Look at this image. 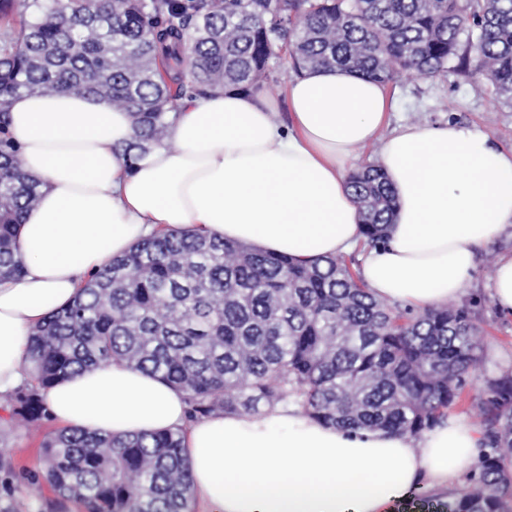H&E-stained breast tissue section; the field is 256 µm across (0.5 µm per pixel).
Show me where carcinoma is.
Listing matches in <instances>:
<instances>
[{"label":"carcinoma","instance_id":"carcinoma-1","mask_svg":"<svg viewBox=\"0 0 512 512\" xmlns=\"http://www.w3.org/2000/svg\"><path fill=\"white\" fill-rule=\"evenodd\" d=\"M388 83L416 72L483 77L512 106V0H0V278H18L17 226L41 196L9 135L10 99L87 92L130 112L137 160L170 145L179 101L257 92L271 61ZM363 243L382 242L395 192L348 175ZM481 328L469 308L415 311L373 296L342 257L296 263L215 237L164 233L94 274L31 337L30 378L0 395L15 430L51 421L43 391L120 361L186 394L188 419L295 404L351 432L417 436L469 384ZM484 450L448 512H512V372L476 404ZM41 469L0 454V512H191L181 430L115 438L55 429ZM49 485L53 497L43 494ZM23 492V497L16 496Z\"/></svg>","mask_w":512,"mask_h":512}]
</instances>
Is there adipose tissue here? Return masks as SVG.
I'll list each match as a JSON object with an SVG mask.
<instances>
[{
    "label": "adipose tissue",
    "mask_w": 512,
    "mask_h": 512,
    "mask_svg": "<svg viewBox=\"0 0 512 512\" xmlns=\"http://www.w3.org/2000/svg\"><path fill=\"white\" fill-rule=\"evenodd\" d=\"M290 126L258 93L181 101L173 147L137 162L120 148L132 116L83 92L21 95L9 132L42 184L19 230L20 279L0 282V394L29 376L32 330L92 274L159 231L201 232L298 260L345 254L362 238L347 186L357 150L379 142L396 192L385 243L360 277L376 298L437 307L465 294L480 251L512 232V149L477 126L387 130L385 84L319 68L286 86ZM64 429L115 436L179 429L200 512H391L419 482L447 485L481 455L477 425L451 415L413 437L349 433L299 407L191 421L183 392L113 361L45 393Z\"/></svg>",
    "instance_id": "adipose-tissue-1"
}]
</instances>
